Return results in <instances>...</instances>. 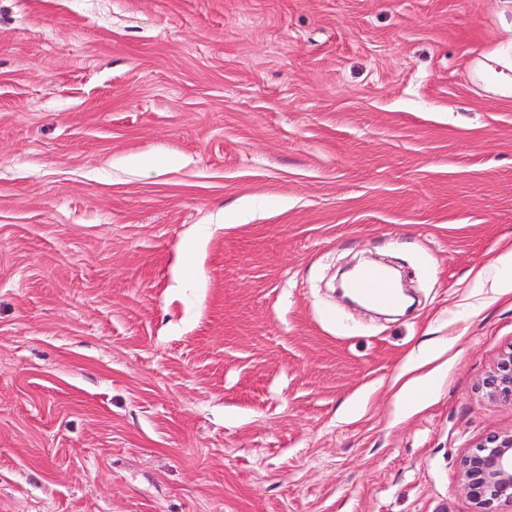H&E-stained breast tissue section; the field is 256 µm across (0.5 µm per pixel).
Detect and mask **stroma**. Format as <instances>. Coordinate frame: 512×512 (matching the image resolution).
Listing matches in <instances>:
<instances>
[{"mask_svg": "<svg viewBox=\"0 0 512 512\" xmlns=\"http://www.w3.org/2000/svg\"><path fill=\"white\" fill-rule=\"evenodd\" d=\"M511 47L512 0H0V512H471ZM495 65H500L497 70ZM481 70L491 78L493 87L503 96H512V61L508 56L493 51L485 55V61L481 63ZM354 291L382 304L398 302V290L382 272L373 267L360 270L358 278L353 284Z\"/></svg>", "mask_w": 512, "mask_h": 512, "instance_id": "stroma-1", "label": "stroma"}]
</instances>
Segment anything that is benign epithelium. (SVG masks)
Masks as SVG:
<instances>
[{"instance_id": "benign-epithelium-1", "label": "benign epithelium", "mask_w": 512, "mask_h": 512, "mask_svg": "<svg viewBox=\"0 0 512 512\" xmlns=\"http://www.w3.org/2000/svg\"><path fill=\"white\" fill-rule=\"evenodd\" d=\"M482 389L493 398L512 401V351L499 358ZM459 472L474 512H502L512 506V431L480 438L460 458Z\"/></svg>"}]
</instances>
